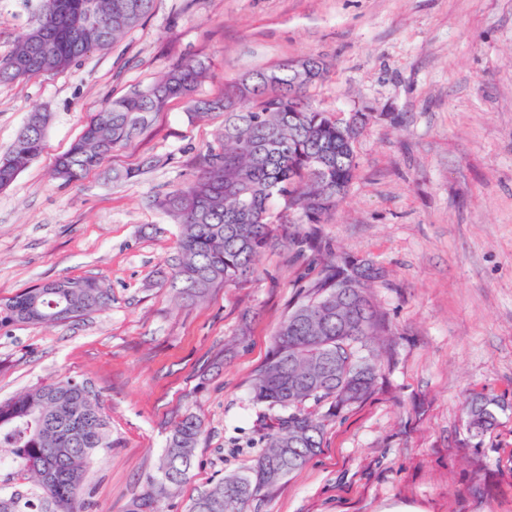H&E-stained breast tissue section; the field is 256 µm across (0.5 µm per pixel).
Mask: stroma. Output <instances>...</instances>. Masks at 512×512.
<instances>
[{"instance_id": "35a3bbf8", "label": "stroma", "mask_w": 512, "mask_h": 512, "mask_svg": "<svg viewBox=\"0 0 512 512\" xmlns=\"http://www.w3.org/2000/svg\"><path fill=\"white\" fill-rule=\"evenodd\" d=\"M37 8L0 0V54ZM310 54L330 65L314 103L370 116L357 176L319 230L384 268L371 295L391 333L372 344L375 392L325 420L322 452L246 512H512V0H155L70 70L0 84V155L31 111L51 115L43 152L0 190V299L65 276L112 289L111 306L83 319L0 333V400L67 377L97 392L115 446L90 471L92 512H125L185 414L204 433L165 512H188L255 464L271 419L251 379L303 298L300 275L320 263L278 246L246 284L200 304L174 298L165 273L179 227L153 200L194 180L223 113L192 118L170 101L113 151L115 169L155 161L127 182L93 172L65 185L54 161L108 101L184 59L210 62L197 95L213 99L243 73ZM469 392L504 403L480 437L466 429Z\"/></svg>"}]
</instances>
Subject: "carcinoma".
<instances>
[{
	"label": "carcinoma",
	"mask_w": 512,
	"mask_h": 512,
	"mask_svg": "<svg viewBox=\"0 0 512 512\" xmlns=\"http://www.w3.org/2000/svg\"><path fill=\"white\" fill-rule=\"evenodd\" d=\"M155 0H43L34 26L12 49L0 55V84L66 70L86 53L120 41L152 12ZM313 63L304 82L289 70L287 59L272 68L246 73L227 83L224 98L196 101L193 93L208 66L187 60L153 83L135 88L96 112L70 148L55 159L53 176L66 183L100 171L112 151L130 143L152 117L173 98H184L190 111L224 112L216 144L200 156L196 179L159 196L155 205L180 225L177 255L170 267L175 296L202 301L216 288L248 282L259 272L263 251L285 238L300 253H317L316 276H301L304 301L296 305L275 334L270 356L250 385L254 403L277 412L253 469L228 475L201 491L189 512H245L249 500L305 467L323 445L324 424L305 411V398L330 402V416L368 398L375 390L378 369L345 381L352 392L336 399V360L345 361V346L366 345L389 331L386 314L371 305L369 288L383 271L369 260H350L323 237V224L343 201L357 173L355 140L336 116L316 106L309 89L328 73L323 59ZM46 129L31 126L0 156V189L10 186L44 149ZM310 224L308 234L294 228ZM70 288L52 291L37 285L0 304V328L42 324V315L56 311L71 321L112 304V289L93 277H68ZM342 290L365 329L336 318V310L304 326L299 310L323 309ZM329 358L331 380L308 395L292 393L305 377L299 362ZM470 426L482 435L497 421L494 398L476 393L465 398ZM203 433L202 421L184 415L170 430L157 472L146 476L143 490L127 503L126 512H163L189 480L194 449ZM114 447L108 417L95 392L84 382L66 378L36 384L21 395L0 401V448H11L18 468L30 483L17 484L0 495V512H88L83 491L96 455ZM279 471L269 477V468ZM55 471L47 487L43 472Z\"/></svg>",
	"instance_id": "obj_1"
}]
</instances>
